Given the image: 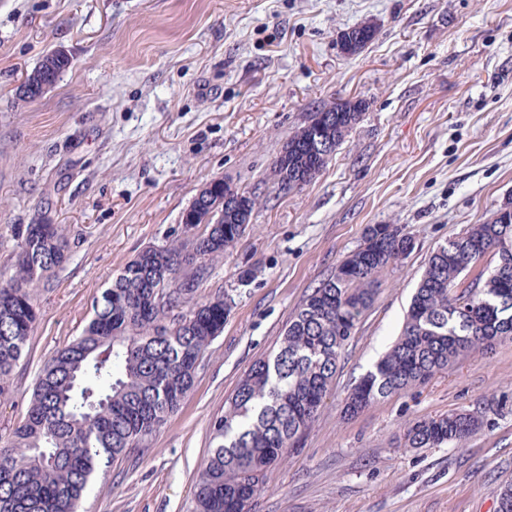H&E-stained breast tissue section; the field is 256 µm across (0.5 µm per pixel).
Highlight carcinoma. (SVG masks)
Returning a JSON list of instances; mask_svg holds the SVG:
<instances>
[{"mask_svg": "<svg viewBox=\"0 0 512 512\" xmlns=\"http://www.w3.org/2000/svg\"><path fill=\"white\" fill-rule=\"evenodd\" d=\"M361 25L341 36L354 54L375 37ZM70 64L57 53L51 68L29 80L57 79ZM363 115V102H333L312 112L337 148ZM327 160L301 127L274 163L282 189L307 184ZM197 204L214 211L202 234L183 214L184 241L149 246L121 269L91 307L77 336L42 368L25 419L0 436V512H80L92 481L115 460L150 447L191 390L203 355L224 330L229 305L195 292L212 262L242 239L258 205L248 191L224 202L213 180ZM398 224H373L362 243L312 289L288 321L273 353L260 358L224 401L211 425L213 448L198 472L194 512H252L263 477L314 423L342 352L377 296L376 278L412 249ZM61 224H25L17 233L13 273L0 284V401L13 393L14 368L39 319L36 288L68 258ZM488 254L494 269L467 284L459 277ZM512 338V206L473 224L431 254L412 295L397 341L354 386L344 413L353 416L380 398L431 379L458 357ZM481 416L455 412L417 420L404 447L464 443Z\"/></svg>", "mask_w": 512, "mask_h": 512, "instance_id": "obj_1", "label": "carcinoma"}]
</instances>
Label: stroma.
I'll use <instances>...</instances> for the list:
<instances>
[{"label": "stroma", "instance_id": "1", "mask_svg": "<svg viewBox=\"0 0 512 512\" xmlns=\"http://www.w3.org/2000/svg\"><path fill=\"white\" fill-rule=\"evenodd\" d=\"M370 24L354 55L346 28ZM69 66L40 98L42 58ZM361 99V121L302 189L274 161L309 112ZM258 198L244 237L196 296L223 292L224 330L151 448L112 463L83 512H193L224 400L371 224L413 248L382 271L320 413L270 467L254 512H496L512 482V339L461 357L352 418L344 401L396 340L429 256L512 202V0H0V275L23 224H62L69 258L37 290L40 320L0 403L22 422L39 370L148 246L183 238L197 192ZM468 411L465 444L404 448L414 421ZM46 57L47 55L43 58L38 67H36L35 70L30 74V76L27 79V82H29L30 80L36 83H38L39 80L50 81V78H52L53 81H56L60 73L63 70H65L70 64V60L66 56V54L57 52V56L53 58L51 61V70L46 69L45 71H41L43 61ZM36 83H32L29 86V88L24 87V90H29V92L30 90H32L37 94L38 97H40L52 86L51 83L40 82L38 85Z\"/></svg>", "mask_w": 512, "mask_h": 512}]
</instances>
